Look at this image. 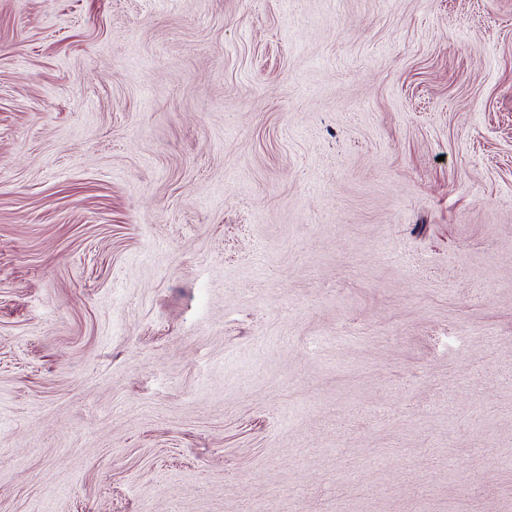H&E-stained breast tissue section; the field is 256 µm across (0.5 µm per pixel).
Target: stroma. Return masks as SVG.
<instances>
[{
    "instance_id": "obj_1",
    "label": "stroma",
    "mask_w": 512,
    "mask_h": 512,
    "mask_svg": "<svg viewBox=\"0 0 512 512\" xmlns=\"http://www.w3.org/2000/svg\"><path fill=\"white\" fill-rule=\"evenodd\" d=\"M512 512V0H0V512Z\"/></svg>"
}]
</instances>
